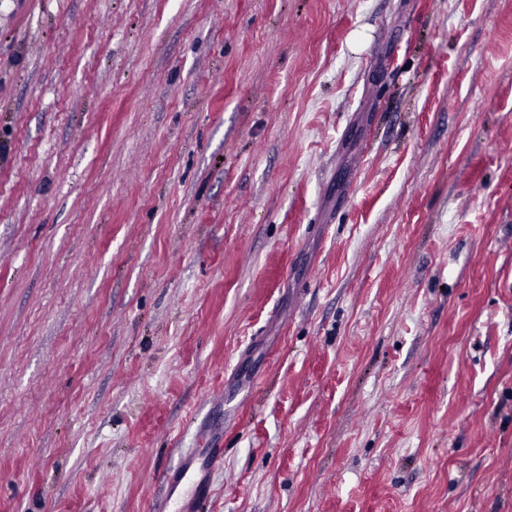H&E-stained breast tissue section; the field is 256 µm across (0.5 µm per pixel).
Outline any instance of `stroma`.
I'll return each mask as SVG.
<instances>
[{"label":"stroma","mask_w":512,"mask_h":512,"mask_svg":"<svg viewBox=\"0 0 512 512\" xmlns=\"http://www.w3.org/2000/svg\"><path fill=\"white\" fill-rule=\"evenodd\" d=\"M0 512H512V0H0Z\"/></svg>","instance_id":"1"}]
</instances>
